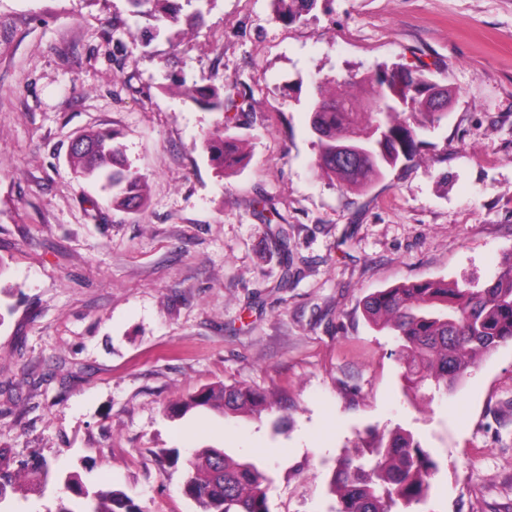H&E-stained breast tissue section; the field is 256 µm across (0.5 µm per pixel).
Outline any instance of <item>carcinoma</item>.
<instances>
[{"instance_id":"obj_1","label":"carcinoma","mask_w":512,"mask_h":512,"mask_svg":"<svg viewBox=\"0 0 512 512\" xmlns=\"http://www.w3.org/2000/svg\"><path fill=\"white\" fill-rule=\"evenodd\" d=\"M199 0H128L134 13L161 24L195 27L203 22L201 10L185 8ZM316 0H274L276 14L294 21L310 10ZM375 88L368 111L358 112L350 95L342 90L326 95L325 81H314L311 130L317 139V169L341 187L366 188L401 160L418 151L421 135L447 117L433 112L424 98L432 80L425 70L397 67L366 78ZM190 101L224 113V125L244 111L251 87L234 85L236 96H224V86L199 87L182 84ZM424 117L422 121L398 119ZM83 147L69 153L71 169L78 178L102 182L111 193L112 207L135 210L145 203L146 178L123 159L112 132L82 135ZM203 147L222 170L240 165L244 155L236 142L219 133L205 138ZM363 149L355 160L344 162L339 150ZM367 321L378 330H389L399 340L395 352L410 389L428 384L438 392L454 390L480 360L504 342L512 341V254L482 286H459L457 282L428 280L376 291L363 302ZM271 407L267 396L247 386L209 387L176 402L171 410L185 414L197 408L226 413L261 415ZM362 449L337 461L330 482L337 499L336 512H412L425 501L430 481L439 466L411 432L397 428L371 433L361 440ZM172 463L184 470L182 493L200 512H269L268 477L254 462L238 461L222 448H198L180 457L176 449H163ZM49 471L41 463L15 474L0 471V503L8 491L23 490L41 495ZM65 483L78 498L74 506L60 504L56 512H137L133 500L110 484L87 485L77 472Z\"/></svg>"}]
</instances>
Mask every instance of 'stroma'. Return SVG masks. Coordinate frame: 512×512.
<instances>
[{
  "mask_svg": "<svg viewBox=\"0 0 512 512\" xmlns=\"http://www.w3.org/2000/svg\"><path fill=\"white\" fill-rule=\"evenodd\" d=\"M127 0H0V468L42 460L111 480L138 512H197L159 455L215 447L269 476L270 512H333L336 458L366 430L410 431L440 470L416 512H512V341L434 399L407 391L362 299L425 280L479 285L512 252V0H213L192 34ZM421 66L453 92L413 159L365 190L315 167V79ZM244 82L233 124L174 80ZM247 162L201 148L217 128ZM117 132L149 183L114 210L68 165ZM288 232L280 251L257 206ZM258 417L168 405L218 384ZM276 6L278 18L284 21H294L302 16L304 11H309L316 0H273Z\"/></svg>",
  "mask_w": 512,
  "mask_h": 512,
  "instance_id": "35a3bbf8",
  "label": "stroma"
}]
</instances>
